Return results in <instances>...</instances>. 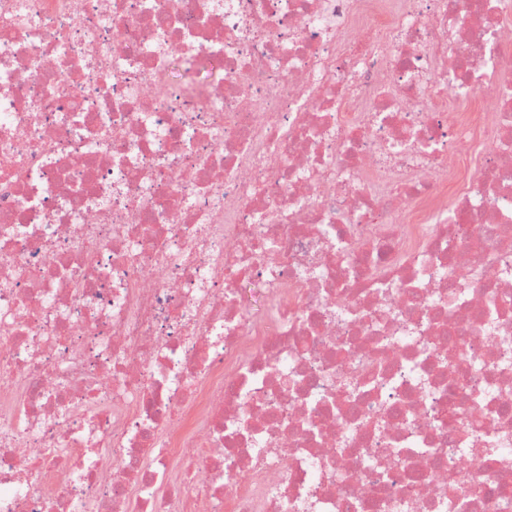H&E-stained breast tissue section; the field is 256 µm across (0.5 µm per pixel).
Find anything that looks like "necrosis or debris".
<instances>
[{
  "instance_id": "necrosis-or-debris-1",
  "label": "necrosis or debris",
  "mask_w": 512,
  "mask_h": 512,
  "mask_svg": "<svg viewBox=\"0 0 512 512\" xmlns=\"http://www.w3.org/2000/svg\"><path fill=\"white\" fill-rule=\"evenodd\" d=\"M486 448L512 0H0V512H512ZM471 101H482L489 105L492 102V93L487 87H478L459 96L448 97V111L467 112ZM246 284L248 285L247 288H245ZM263 289L253 282H245L241 285L240 292L246 310L261 309L264 312H269L272 309L273 301L265 294Z\"/></svg>"
}]
</instances>
